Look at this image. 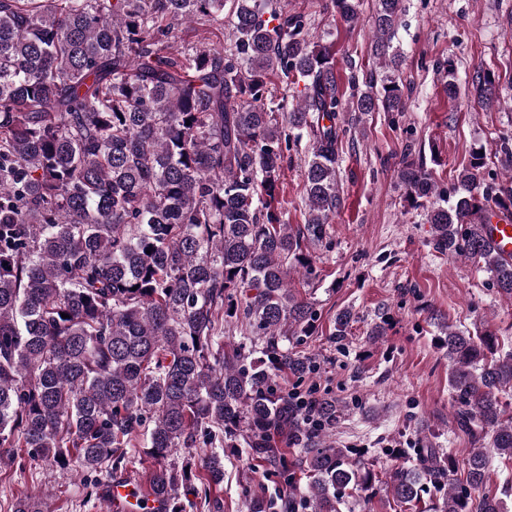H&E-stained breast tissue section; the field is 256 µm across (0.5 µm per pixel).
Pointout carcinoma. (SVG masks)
<instances>
[{
  "mask_svg": "<svg viewBox=\"0 0 512 512\" xmlns=\"http://www.w3.org/2000/svg\"><path fill=\"white\" fill-rule=\"evenodd\" d=\"M228 1L229 45L171 50L179 24L221 21ZM325 7L359 21L358 0ZM402 11L403 0H378L377 62L346 99L330 47L278 0H0V460L21 448L29 469L103 491L127 449L142 448L147 489L133 488L128 512H224L212 488L226 448L270 462L287 487L296 467L308 479L300 497L251 496L248 512H341L348 489L376 496L369 464L325 442L336 401L319 397L325 429L307 426L278 379L316 374L312 356L288 349L317 318L292 280L318 277L313 249L330 243L347 115L405 110L402 56L389 54ZM278 84L303 85L286 112L271 107ZM471 86L479 105L500 102L490 72ZM305 135L307 219L284 224L271 200ZM498 156L512 164L511 135L472 151L451 198L437 199L423 154L398 178L434 248L512 299V260L483 231L512 218V173L480 177ZM233 324L243 337L232 344ZM445 344L457 423L491 428L489 447L469 449L463 483L443 449L421 448L386 490L409 506L427 485L445 489L431 512H506L485 483L494 456L512 459V351L449 326ZM280 434L297 460L273 448ZM201 444V460L172 462ZM10 512H43V501L18 498Z\"/></svg>",
  "mask_w": 512,
  "mask_h": 512,
  "instance_id": "obj_1",
  "label": "carcinoma"
}]
</instances>
